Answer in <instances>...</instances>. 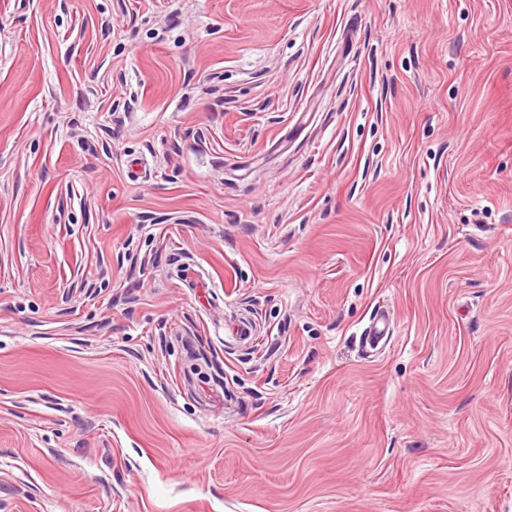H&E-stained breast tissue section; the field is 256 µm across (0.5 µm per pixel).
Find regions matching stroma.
Here are the masks:
<instances>
[{"mask_svg":"<svg viewBox=\"0 0 512 512\" xmlns=\"http://www.w3.org/2000/svg\"><path fill=\"white\" fill-rule=\"evenodd\" d=\"M0 512H512V0H0Z\"/></svg>","mask_w":512,"mask_h":512,"instance_id":"35a3bbf8","label":"stroma"}]
</instances>
